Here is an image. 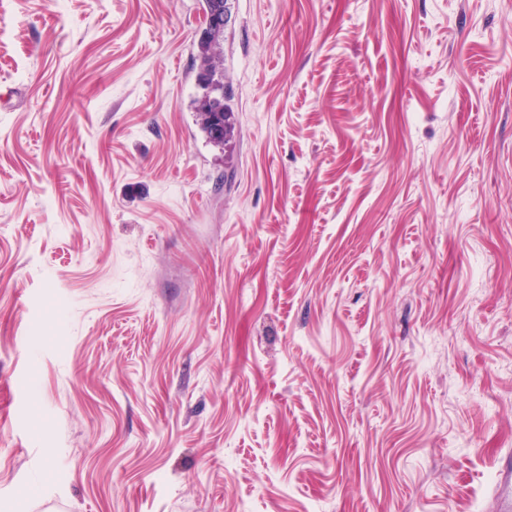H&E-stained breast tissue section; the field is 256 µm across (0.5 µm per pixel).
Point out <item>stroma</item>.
<instances>
[{
	"label": "stroma",
	"mask_w": 512,
	"mask_h": 512,
	"mask_svg": "<svg viewBox=\"0 0 512 512\" xmlns=\"http://www.w3.org/2000/svg\"><path fill=\"white\" fill-rule=\"evenodd\" d=\"M0 0V512H492L512 0ZM207 22L208 24L211 23L218 26L205 27L197 43V58L199 60L198 81L204 91L197 100V122L208 142L221 147L224 146V142L229 140L232 131V123L230 122L231 112L224 105V91L221 98H212V94L215 91L219 89L224 90V71L221 67L223 65L221 45L224 40V26H221L224 24V14L222 15L220 9H217L213 16H208ZM201 76L205 77L203 82L199 80ZM206 110L223 113L221 122L224 124V133L221 138L214 136L208 120L209 112H206Z\"/></svg>",
	"instance_id": "stroma-1"
}]
</instances>
